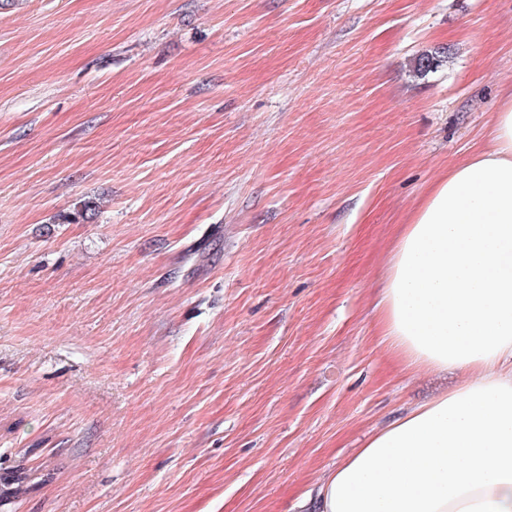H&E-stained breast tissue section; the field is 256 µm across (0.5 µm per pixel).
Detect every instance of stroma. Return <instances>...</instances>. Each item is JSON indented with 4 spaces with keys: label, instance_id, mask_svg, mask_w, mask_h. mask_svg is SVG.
Returning <instances> with one entry per match:
<instances>
[{
    "label": "stroma",
    "instance_id": "obj_1",
    "mask_svg": "<svg viewBox=\"0 0 512 512\" xmlns=\"http://www.w3.org/2000/svg\"><path fill=\"white\" fill-rule=\"evenodd\" d=\"M510 95L512 0L0 6V512H300L453 388L374 304Z\"/></svg>",
    "mask_w": 512,
    "mask_h": 512
}]
</instances>
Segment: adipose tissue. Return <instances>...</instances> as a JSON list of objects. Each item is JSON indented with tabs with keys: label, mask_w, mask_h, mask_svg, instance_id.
Masks as SVG:
<instances>
[{
	"label": "adipose tissue",
	"mask_w": 512,
	"mask_h": 512,
	"mask_svg": "<svg viewBox=\"0 0 512 512\" xmlns=\"http://www.w3.org/2000/svg\"><path fill=\"white\" fill-rule=\"evenodd\" d=\"M377 311L406 370L463 377L324 475L312 512H512V98L401 226Z\"/></svg>",
	"instance_id": "obj_1"
}]
</instances>
